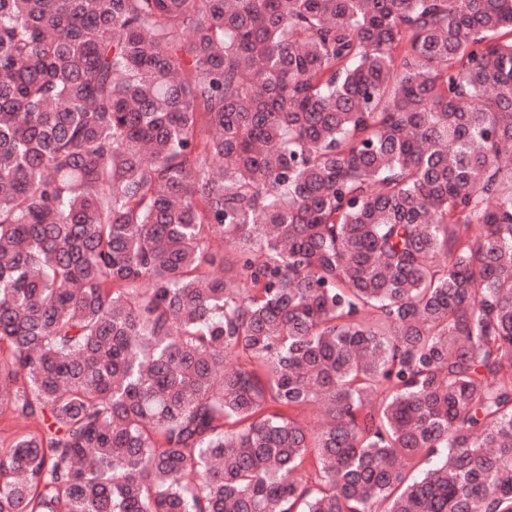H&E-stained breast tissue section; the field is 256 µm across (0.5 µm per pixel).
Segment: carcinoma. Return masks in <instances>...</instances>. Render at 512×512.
Segmentation results:
<instances>
[{"label": "carcinoma", "instance_id": "carcinoma-1", "mask_svg": "<svg viewBox=\"0 0 512 512\" xmlns=\"http://www.w3.org/2000/svg\"><path fill=\"white\" fill-rule=\"evenodd\" d=\"M507 156L512 0H0V512H512Z\"/></svg>", "mask_w": 512, "mask_h": 512}]
</instances>
